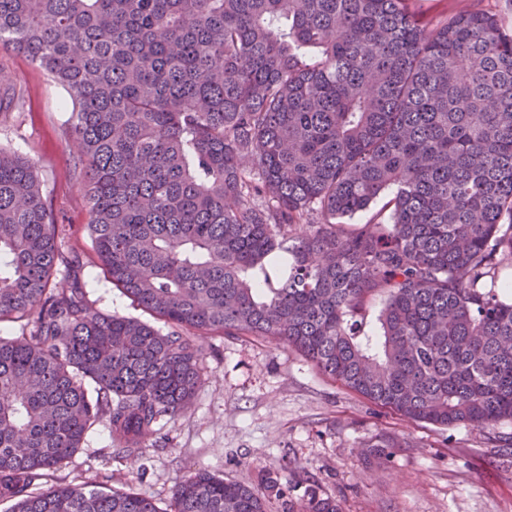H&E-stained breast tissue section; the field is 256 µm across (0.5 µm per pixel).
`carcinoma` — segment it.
Instances as JSON below:
<instances>
[{
    "instance_id": "cac0c4a2",
    "label": "carcinoma",
    "mask_w": 512,
    "mask_h": 512,
    "mask_svg": "<svg viewBox=\"0 0 512 512\" xmlns=\"http://www.w3.org/2000/svg\"><path fill=\"white\" fill-rule=\"evenodd\" d=\"M416 2L0 0V47L68 94L88 235L137 306L276 337L383 408L485 429L512 420L498 292L512 284L497 272L512 263V30ZM57 236L33 163L0 148V324L20 329L0 336V502L267 512L275 497L341 512L315 489L289 499L271 471L265 496L198 471L167 509L132 488L39 486L99 423L137 454L199 382L193 339L98 311Z\"/></svg>"
}]
</instances>
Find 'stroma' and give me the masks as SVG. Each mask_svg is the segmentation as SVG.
I'll return each instance as SVG.
<instances>
[{"label":"stroma","mask_w":512,"mask_h":512,"mask_svg":"<svg viewBox=\"0 0 512 512\" xmlns=\"http://www.w3.org/2000/svg\"><path fill=\"white\" fill-rule=\"evenodd\" d=\"M0 82L14 92L0 114V147L29 158L78 256L88 297L107 315L149 320L105 276L86 230L84 166L70 132L72 104L50 76L0 49ZM202 371L194 403L161 420L138 457L113 450L105 425L51 484L132 485L167 507L178 480L199 470L258 486L288 469V489L335 497L342 512H512V420L488 429L440 427L381 408L319 372L274 337L195 334ZM385 444L381 456L372 446Z\"/></svg>","instance_id":"1"}]
</instances>
